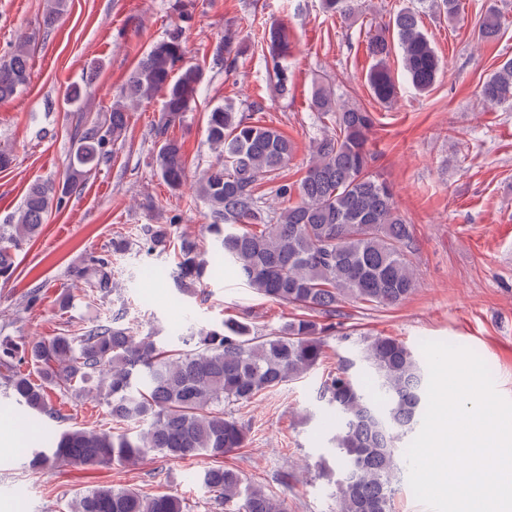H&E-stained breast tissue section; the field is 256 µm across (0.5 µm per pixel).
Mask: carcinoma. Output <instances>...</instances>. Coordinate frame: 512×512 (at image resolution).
<instances>
[{
	"mask_svg": "<svg viewBox=\"0 0 512 512\" xmlns=\"http://www.w3.org/2000/svg\"><path fill=\"white\" fill-rule=\"evenodd\" d=\"M356 2L323 0L322 7L346 18ZM65 6L66 0H49L42 14L44 29H54ZM430 6L450 20L460 16V0H430ZM500 28V14L492 6L479 25V37L494 40ZM237 38L225 34L217 49L228 70L240 53ZM366 48L373 60L368 86L383 103L397 94L388 65L393 52H400L403 72L420 93L433 86L443 68L416 10H401L392 22L377 26ZM186 54L182 29L176 26L150 45L113 97L110 111L81 117L61 186L32 184L13 223L0 224L1 281L11 280L17 252L39 234L52 208L112 158L113 146L127 129L128 112L160 93L164 107L154 130L152 160L170 190L182 189V145L167 136V127L191 110L199 93L201 72L185 63ZM287 56L286 29L273 25L264 57L282 96L288 95L290 84ZM31 58L29 40L19 37L9 59L0 64V101L14 97L27 83ZM95 76L92 69L82 83L70 85L66 101L86 105ZM478 97L485 106L512 99V59L481 83ZM310 108L333 115L336 132L313 140V161L300 180L290 182L281 175L293 153L288 138L272 126L248 120L231 104L213 107L207 112V140L222 154L202 172L195 189V198L210 210L214 258L232 263L255 293L308 314L269 334L239 321H223L191 333L176 349L160 345L152 335H134L121 324L120 313L28 342L0 336V370L9 372L18 405L58 416L51 391L62 387L95 400L111 420L131 425L122 433L70 427L48 447L31 450L32 470L133 465L148 452L172 459H220L245 447L247 438L245 428L224 407L247 402L319 367L324 337L334 332L332 319L343 303L393 306L412 293V229L395 208L392 187L373 169L368 136L376 123L374 113L335 98L322 85L315 87ZM264 181L272 183V200L259 191ZM293 196L298 201L288 208L273 203ZM178 220L175 215L168 224H146L138 238L149 253L173 250L169 275L175 288L189 295L208 268L199 241L178 232ZM131 248L128 237L117 236L111 251L75 271L86 298L97 300L112 292V256ZM363 360L364 378L343 360L320 390L333 417L329 443L336 450L339 512H391L400 471L397 442L419 421L425 373L414 351L391 336L367 340ZM202 481L218 507L233 503L236 512H287L284 502L263 487L242 485L234 469L210 466ZM68 507L70 512H186L184 500L176 495L147 496L135 488L107 485L77 493Z\"/></svg>",
	"mask_w": 512,
	"mask_h": 512,
	"instance_id": "obj_1",
	"label": "carcinoma"
}]
</instances>
